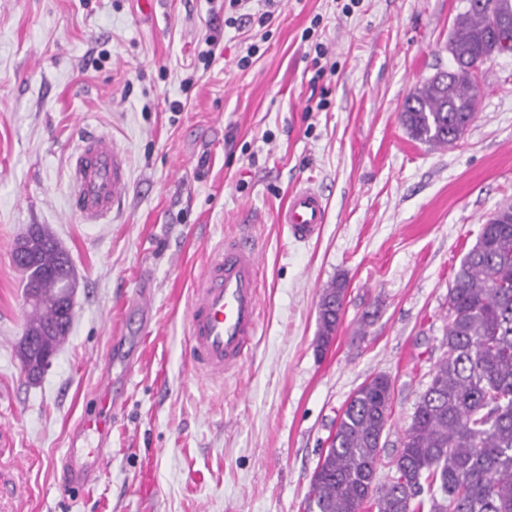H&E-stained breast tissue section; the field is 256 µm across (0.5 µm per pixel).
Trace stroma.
<instances>
[{"label": "stroma", "mask_w": 512, "mask_h": 512, "mask_svg": "<svg viewBox=\"0 0 512 512\" xmlns=\"http://www.w3.org/2000/svg\"><path fill=\"white\" fill-rule=\"evenodd\" d=\"M464 5L278 0L262 39L226 25L224 0H154L146 18L137 0H0V512H304L338 416L378 374L395 388L387 476L443 353L448 287L512 201V54L483 65L453 146L415 141L400 121L410 93L453 69ZM90 134L125 149L132 183L120 212L91 223L69 210ZM306 186L326 221L299 242L278 214ZM32 224L78 282L71 332L36 382L16 354L27 305L12 260ZM244 235L261 254L259 333L241 367L206 379L189 362L193 285L215 245ZM339 277L344 313L320 353L319 301ZM102 390L107 464L62 492V455Z\"/></svg>", "instance_id": "35a3bbf8"}]
</instances>
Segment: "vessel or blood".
Returning a JSON list of instances; mask_svg holds the SVG:
<instances>
[{
    "label": "vessel or blood",
    "instance_id": "1",
    "mask_svg": "<svg viewBox=\"0 0 512 512\" xmlns=\"http://www.w3.org/2000/svg\"><path fill=\"white\" fill-rule=\"evenodd\" d=\"M71 204L76 215L92 221L118 209L131 191L128 158L109 139L86 138L70 173ZM324 196L310 187L296 189L278 221L301 241L318 237L326 218ZM260 254L247 239L218 245L192 290L189 353L205 378L238 368L258 331ZM108 458L106 449L69 448L63 464L65 486L87 485Z\"/></svg>",
    "mask_w": 512,
    "mask_h": 512
}]
</instances>
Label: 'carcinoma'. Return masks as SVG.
I'll return each mask as SVG.
<instances>
[{"label": "carcinoma", "instance_id": "cac0c4a2", "mask_svg": "<svg viewBox=\"0 0 512 512\" xmlns=\"http://www.w3.org/2000/svg\"><path fill=\"white\" fill-rule=\"evenodd\" d=\"M512 27V0H487L464 8L454 23L449 51L455 68L437 72L408 95L400 120L409 135L434 146L454 144L475 117L476 65L496 54L493 28ZM30 237L40 277L19 344L22 369L37 371L70 333L60 298L75 284L68 252L42 225ZM346 281L335 280L319 303L317 348L327 347L343 316ZM450 320L443 347L411 424L391 461L385 482L377 479L394 387L385 374L351 395L328 448L321 451L305 512H512V203L483 225L448 288Z\"/></svg>", "mask_w": 512, "mask_h": 512}]
</instances>
